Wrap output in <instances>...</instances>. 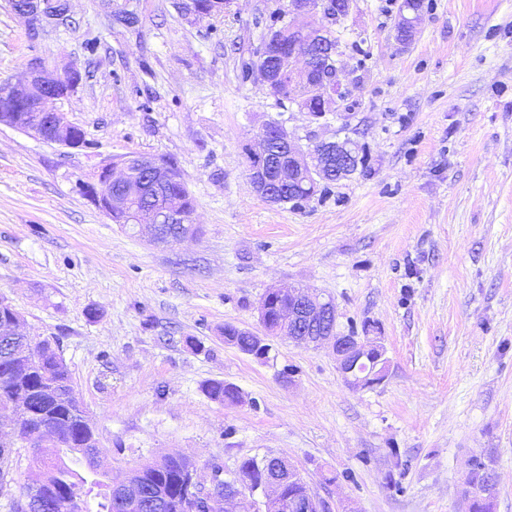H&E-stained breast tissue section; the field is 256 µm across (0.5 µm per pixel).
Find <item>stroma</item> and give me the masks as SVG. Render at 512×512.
I'll return each mask as SVG.
<instances>
[{"label":"stroma","instance_id":"35a3bbf8","mask_svg":"<svg viewBox=\"0 0 512 512\" xmlns=\"http://www.w3.org/2000/svg\"><path fill=\"white\" fill-rule=\"evenodd\" d=\"M178 3L70 0L33 38L0 0V82L77 68L57 107L87 139L0 123V299L58 342L109 467L181 454L207 480L283 457L329 512H463L482 454L512 512V0H425L406 43L395 0H355L336 27L345 96L318 120L243 76L275 0L200 21ZM272 120L366 161L328 195L267 202L248 152ZM131 155L175 163L197 235L153 242L84 195ZM294 287L332 297L340 332L377 327L382 384H346L324 346L276 338L262 363L225 343ZM212 380L242 402L208 398Z\"/></svg>","mask_w":512,"mask_h":512}]
</instances>
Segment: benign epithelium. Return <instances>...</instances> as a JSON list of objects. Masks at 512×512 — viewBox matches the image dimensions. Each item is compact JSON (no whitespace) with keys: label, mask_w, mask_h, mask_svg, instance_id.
<instances>
[{"label":"benign epithelium","mask_w":512,"mask_h":512,"mask_svg":"<svg viewBox=\"0 0 512 512\" xmlns=\"http://www.w3.org/2000/svg\"><path fill=\"white\" fill-rule=\"evenodd\" d=\"M353 0H286L279 11L288 15L291 20V31L296 33V40L290 46L288 53V82L297 83L305 90L306 101L299 103L303 110L307 105L319 104V110L312 112L318 118L331 111L335 97L342 95L341 89L345 76L338 66H333L330 74H323L315 79L311 76L312 67L304 64L299 69L296 61L303 57L310 59L322 38L327 33L329 25L350 14ZM68 0H17L16 15L26 23L38 27L44 22L58 24L67 16ZM418 11L405 8L397 15L395 30L403 39L413 36L415 19ZM321 18L320 25L306 30L299 22L311 16ZM255 79L262 83L269 94L277 97L280 91L281 74L268 67L259 68L254 73ZM80 71L72 68L62 76H53L44 70L42 64H28V80L24 84H0V121H6L11 114L23 113L26 129L44 140L65 146L75 147L72 136L74 126L68 123L63 113L57 109V101L62 94L70 89L66 85L78 84ZM271 128H263L258 135L257 149L250 153L252 158L250 179L253 188L262 194L268 189V182L274 181L279 185L299 182L311 184L316 177H336L343 179L351 175L360 164V154L355 144L348 141H318L312 148L303 150L296 146L288 137L284 127H279V143L282 151L286 152V162L276 167L274 178L266 173L265 159L268 157V143ZM169 165L160 160L142 158L137 164L124 163L120 175L112 172V166L107 164L102 168L105 173L106 187L99 190L94 185L97 205L108 216L127 212L128 204L121 197L112 195V185L122 183L135 175L145 178L158 179L168 174ZM182 219L170 206L151 215V220H138L141 228L145 229L156 240L160 237L159 225L174 224ZM280 296L287 299L281 308L282 321L285 328L282 335L300 342H311L317 345L328 343L336 359V368L343 380L350 386L361 387L365 384L374 386L379 383L382 370H374L363 375L360 365L371 363L375 366L385 364V347L382 338L369 332L362 335L348 336L336 330L337 310L335 302L330 298L304 288H288L280 290ZM23 319L18 316L0 327V337L9 345L13 357L19 361L22 368H27L34 359V349L29 346L14 347L10 345L13 337L19 335ZM22 403L15 402L13 406L0 410V428H9L12 437L0 441V445L9 448L14 442L22 441L28 445L43 443L55 438V433L44 430L39 434L30 433L21 424L20 410ZM293 479L304 484V490L293 497L291 508L293 512H326L325 503L312 494L310 487L300 471L292 469ZM261 492L262 506L268 507L280 499L282 487L279 480L269 478L255 486L245 475H237L227 480V487L219 489L215 484L206 487L198 481H193L182 503V512H228L227 505L235 506L234 512H255V501L252 493ZM124 494L131 498L143 509H155L161 501L153 495H145L135 485L123 489Z\"/></svg>","instance_id":"1"}]
</instances>
